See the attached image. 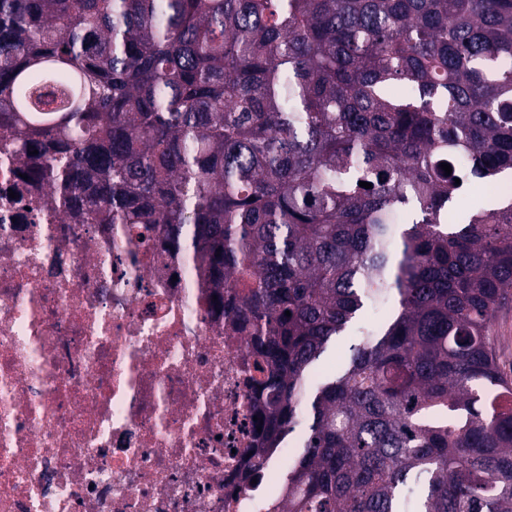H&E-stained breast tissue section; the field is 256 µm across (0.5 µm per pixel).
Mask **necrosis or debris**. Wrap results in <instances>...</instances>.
Segmentation results:
<instances>
[{
	"label": "necrosis or debris",
	"mask_w": 512,
	"mask_h": 512,
	"mask_svg": "<svg viewBox=\"0 0 512 512\" xmlns=\"http://www.w3.org/2000/svg\"><path fill=\"white\" fill-rule=\"evenodd\" d=\"M0 145V512H271L256 347L233 284L59 208Z\"/></svg>",
	"instance_id": "necrosis-or-debris-1"
}]
</instances>
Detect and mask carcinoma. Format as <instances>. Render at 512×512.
<instances>
[{
	"label": "carcinoma",
	"mask_w": 512,
	"mask_h": 512,
	"mask_svg": "<svg viewBox=\"0 0 512 512\" xmlns=\"http://www.w3.org/2000/svg\"><path fill=\"white\" fill-rule=\"evenodd\" d=\"M0 131L63 208L246 289L255 458L305 432L278 512H512V195L448 223L512 180V0H0ZM496 353L502 374L512 382V300L494 318ZM373 308L365 309L358 317L356 322L348 325V327L339 335L336 336L335 342L330 346L325 354L324 364L326 369L334 371L338 368L348 350V347L353 343H359L364 340V336H357L359 327H368V316Z\"/></svg>",
	"instance_id": "cac0c4a2"
}]
</instances>
